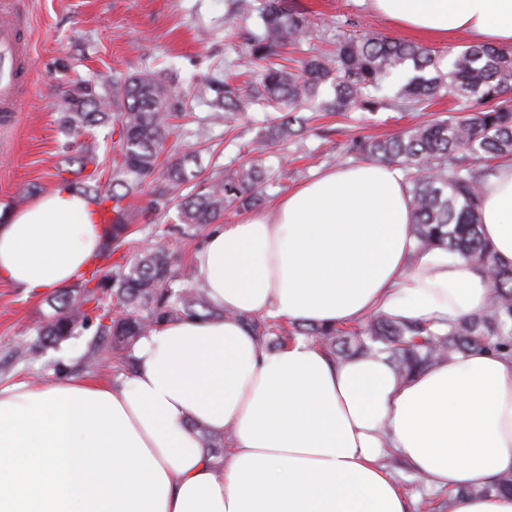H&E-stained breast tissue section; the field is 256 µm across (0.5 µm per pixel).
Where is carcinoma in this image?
I'll return each instance as SVG.
<instances>
[{"label": "carcinoma", "instance_id": "carcinoma-1", "mask_svg": "<svg viewBox=\"0 0 512 512\" xmlns=\"http://www.w3.org/2000/svg\"><path fill=\"white\" fill-rule=\"evenodd\" d=\"M258 13L263 34L252 35L237 67L248 72L262 67L257 82L239 85L218 66L192 91L180 93L153 71L125 79L104 76L94 85L63 92L58 124L66 147L75 148L56 167L60 183L110 212L100 257L108 259L124 242L131 224L126 200L143 192L147 210L178 211V223L162 229L132 263H112V275L99 269L83 279L86 296L74 290L55 293L56 316L41 331L42 342L54 343L76 327L97 323L107 348L86 354L89 364L104 350L131 372L136 341L165 322L184 318L231 317L216 309L205 286L190 267L175 263L169 238L190 228L214 224L226 211L251 210L265 199L267 186L280 173L266 164L267 147L306 131L303 111L418 112L450 93L464 106L457 114L439 116L385 139H353L345 151L364 162L398 167L411 195L418 251L446 249L469 259L489 282L485 306L436 330L429 325L373 315L348 326L303 325L278 318L236 315L268 350L302 336L336 360L385 356L397 377L407 380L455 354L492 352L512 356V266L501 264L481 233V201L497 162L512 160V49L473 43L442 67L435 51L384 34H336L329 56L288 58L284 52L313 30L311 12L290 0H234V15L248 19ZM210 98L207 125L228 124L255 107L273 114L259 141L247 150L249 159L236 168L203 176L188 169L189 152L182 128L172 122L175 103L185 110L197 99ZM112 126L117 148L108 187L99 184L103 160L94 141H78L90 128ZM207 454L224 452L226 437L198 428ZM512 492V473L490 486L465 489L459 497Z\"/></svg>", "mask_w": 512, "mask_h": 512}]
</instances>
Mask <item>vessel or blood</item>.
I'll list each match as a JSON object with an SVG mask.
<instances>
[{"label":"vessel or blood","instance_id":"b4317fda","mask_svg":"<svg viewBox=\"0 0 512 512\" xmlns=\"http://www.w3.org/2000/svg\"><path fill=\"white\" fill-rule=\"evenodd\" d=\"M32 77V58L16 16L15 0H0V113L18 111Z\"/></svg>","mask_w":512,"mask_h":512}]
</instances>
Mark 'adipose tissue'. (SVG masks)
Segmentation results:
<instances>
[{
	"label": "adipose tissue",
	"mask_w": 512,
	"mask_h": 512,
	"mask_svg": "<svg viewBox=\"0 0 512 512\" xmlns=\"http://www.w3.org/2000/svg\"><path fill=\"white\" fill-rule=\"evenodd\" d=\"M365 3L425 42L464 31L512 45V0ZM482 233L512 265V165L485 187ZM102 243L94 205L57 186L0 219V281L57 292ZM192 267L230 318L159 326L114 384L0 386V512H412L380 463L387 447L451 493L512 473V358L459 354L403 382L383 358L339 362L301 337L262 350L241 321L445 326L484 307L471 262L416 253L397 167L338 166L213 225ZM201 427L230 433L223 456L206 454Z\"/></svg>",
	"instance_id": "adipose-tissue-1"
}]
</instances>
